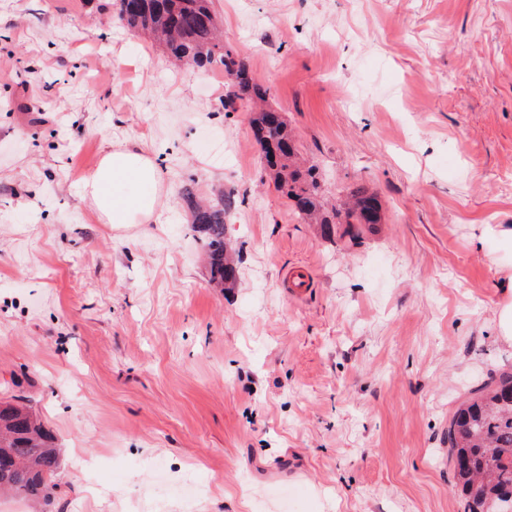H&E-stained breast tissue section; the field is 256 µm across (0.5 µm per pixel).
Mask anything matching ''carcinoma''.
<instances>
[{
  "label": "carcinoma",
  "mask_w": 512,
  "mask_h": 512,
  "mask_svg": "<svg viewBox=\"0 0 512 512\" xmlns=\"http://www.w3.org/2000/svg\"><path fill=\"white\" fill-rule=\"evenodd\" d=\"M118 15L130 28L155 39L173 62L196 68H219L229 79L224 108L237 101L252 105V132L274 181L282 188L295 215L325 225L316 181L301 171L297 148L283 113L266 104L268 89L253 77L247 63L224 46L213 0H116ZM183 202L201 236L207 274L216 287L232 288L238 268L228 255L225 219L233 207L228 196L202 204L192 188ZM381 202L364 190L351 192L344 223L371 230L381 221ZM448 458L468 502L467 512H512V372L471 390L448 421ZM52 433L21 400L0 403V491L30 497L36 503L53 493L58 467Z\"/></svg>",
  "instance_id": "obj_1"
}]
</instances>
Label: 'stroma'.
<instances>
[{"instance_id":"stroma-1","label":"stroma","mask_w":512,"mask_h":512,"mask_svg":"<svg viewBox=\"0 0 512 512\" xmlns=\"http://www.w3.org/2000/svg\"><path fill=\"white\" fill-rule=\"evenodd\" d=\"M357 241L300 224L221 70L179 69L104 0H0V401L58 439L52 512H464L459 394L512 370V0H215ZM162 198L107 224L113 148ZM236 201V288L182 191ZM161 187L151 156L123 147L102 156L84 189L107 224H146L159 206ZM344 221L338 224H349L346 234L354 237L351 224H363L367 230L374 229L381 221V202L374 194L364 190L351 192L350 199L345 202Z\"/></svg>"}]
</instances>
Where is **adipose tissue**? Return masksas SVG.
<instances>
[{
    "label": "adipose tissue",
    "instance_id": "obj_1",
    "mask_svg": "<svg viewBox=\"0 0 512 512\" xmlns=\"http://www.w3.org/2000/svg\"><path fill=\"white\" fill-rule=\"evenodd\" d=\"M162 177L143 149L123 147L102 156L85 182V194L109 224H143L154 215Z\"/></svg>",
    "mask_w": 512,
    "mask_h": 512
}]
</instances>
